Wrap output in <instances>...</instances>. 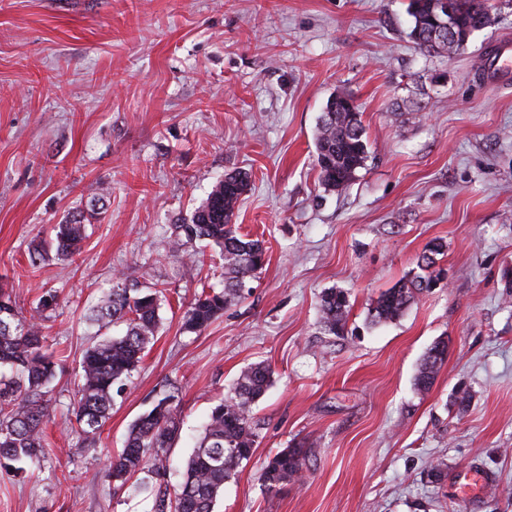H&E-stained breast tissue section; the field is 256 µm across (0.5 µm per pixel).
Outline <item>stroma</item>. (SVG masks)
<instances>
[{
	"mask_svg": "<svg viewBox=\"0 0 512 512\" xmlns=\"http://www.w3.org/2000/svg\"><path fill=\"white\" fill-rule=\"evenodd\" d=\"M407 3L0 0V288L26 313L41 289L60 292L44 333L64 366L47 395L49 453L28 478L0 473V512H155L137 481L104 480L107 454L171 391L182 464L211 406L259 361L274 382L254 407L258 442L216 512H512V87L475 69L512 38V0H489L498 24L450 56L419 51ZM341 92L360 106L369 158L337 194L318 181L315 134ZM235 170L251 176L238 231L263 240L267 262L245 298L187 333L184 307L221 283L222 262L212 248L193 266L159 250ZM97 203L80 255L30 266L53 224ZM436 240L445 283L370 325L372 300ZM126 276L166 289L161 330L79 454L67 409L96 340L84 315ZM329 288L349 293L341 336L318 326ZM297 444L302 478L267 491L263 465ZM470 466L494 487L455 493ZM440 344L433 346L424 362L421 365L419 373L416 378V386L419 391L425 392L430 389L435 379V375L438 370V366L442 364L444 358H441L439 364L437 363V357L432 355V351L435 350Z\"/></svg>",
	"mask_w": 512,
	"mask_h": 512,
	"instance_id": "obj_1",
	"label": "stroma"
}]
</instances>
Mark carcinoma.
Masks as SVG:
<instances>
[{"instance_id": "obj_1", "label": "carcinoma", "mask_w": 512, "mask_h": 512, "mask_svg": "<svg viewBox=\"0 0 512 512\" xmlns=\"http://www.w3.org/2000/svg\"><path fill=\"white\" fill-rule=\"evenodd\" d=\"M438 0H409V37L422 53L454 54L467 47L474 34L496 23L488 0H450L451 31L442 42L433 38L440 19ZM316 167L321 185L341 193L349 189L356 173L368 159L365 128L355 100L344 93L331 96L316 130ZM251 176L233 171L217 181L206 199L186 224L175 225L177 241L185 245L206 241L218 249L224 261L222 287L202 289L182 316V329L200 333L238 301L248 284L263 269L266 248L262 240L247 238L235 228L236 211L248 192ZM85 211L78 208L52 225V245L57 258H69L82 251L87 238ZM442 243H435L419 256L420 273L381 292L368 308L373 325L398 320L415 296L433 287L441 274L437 256ZM163 291L140 288L135 283L117 282L101 292L87 320L98 326L122 322L121 336L105 337L88 347L79 362V384L72 408L76 423L85 436L96 434L109 419L114 396L122 393L161 329L159 309ZM60 296L47 290L38 296L33 312L42 317L57 309ZM319 321L324 333L342 336L350 312L349 293L329 288L320 296ZM54 356L47 352L38 324L22 316L16 302L0 289V472L14 477L28 475L30 463L44 454V429L49 417L45 396L55 376ZM438 370L437 357L427 354L416 378L417 389H430ZM273 381L266 363L254 364L241 372L233 387L211 408L208 420L184 465L182 481L174 491V501L166 493L157 494L158 512H214L224 483L237 468L250 460L259 438L253 421V405ZM175 395L164 393L151 408L131 424L123 448L109 456L104 476L125 486L147 471L161 480L170 465L168 453L180 439L175 414ZM308 460L302 446L284 448L268 460L260 479L265 488L277 487L301 477Z\"/></svg>"}]
</instances>
